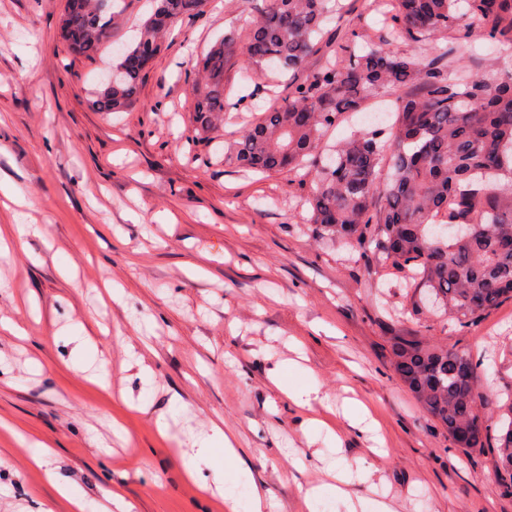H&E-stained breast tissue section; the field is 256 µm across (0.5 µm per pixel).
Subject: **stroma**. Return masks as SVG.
Wrapping results in <instances>:
<instances>
[{"instance_id":"1","label":"stroma","mask_w":512,"mask_h":512,"mask_svg":"<svg viewBox=\"0 0 512 512\" xmlns=\"http://www.w3.org/2000/svg\"><path fill=\"white\" fill-rule=\"evenodd\" d=\"M264 0H208L178 21L145 72L135 105L101 112V73L132 45L153 0H126L102 51L71 54L59 36L66 0H0V229L21 220L44 235L11 242L0 266V512H245L252 487L273 512H347L328 494L337 463L351 491L406 512H512L494 490L491 455L455 448L394 373L391 342L421 336L480 362L481 411L498 428L512 394V301L461 328L417 314L409 276L321 239L308 222V182L224 161L241 119L267 109V75L245 81L234 58L224 92L235 119L197 137L187 80L225 34H246ZM335 48L417 52L393 38L380 0H343ZM395 96L379 95L327 134L328 143L377 115L391 134ZM122 291L106 299L104 282ZM321 393L309 407L269 381ZM366 404L378 436L359 433L347 400ZM168 425L157 431V421ZM245 460L209 455L186 474L191 438L213 425ZM44 443L34 463L19 436ZM121 493L114 503L107 490Z\"/></svg>"}]
</instances>
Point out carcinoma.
Returning a JSON list of instances; mask_svg holds the SVG:
<instances>
[{
	"label": "carcinoma",
	"instance_id": "1",
	"mask_svg": "<svg viewBox=\"0 0 512 512\" xmlns=\"http://www.w3.org/2000/svg\"><path fill=\"white\" fill-rule=\"evenodd\" d=\"M86 11L62 18L63 39L93 56L121 15L118 0H87ZM205 0H156L135 44L101 80L100 112L134 104L142 71L130 58L157 56L173 23L203 13ZM398 37L422 42L451 35L429 61L389 48L340 57L317 41L336 19V0H267L254 18L243 62L250 70L288 73V95L224 143V161L259 173L298 170L317 158L328 131L381 93L398 94L392 137L363 130L312 163L310 224L320 236L362 254L409 269L420 298L438 317L461 328L512 300V70L462 66L473 38L512 42V0H392ZM321 65L307 70L311 56ZM234 37L214 43L191 84L195 122L209 133L224 121V67L236 56ZM390 178L378 181L383 163ZM391 365L420 405L453 438L468 435L465 450L495 454V490L512 496V403L506 427L488 430L478 408V363L455 348L419 336H395Z\"/></svg>",
	"mask_w": 512,
	"mask_h": 512
}]
</instances>
